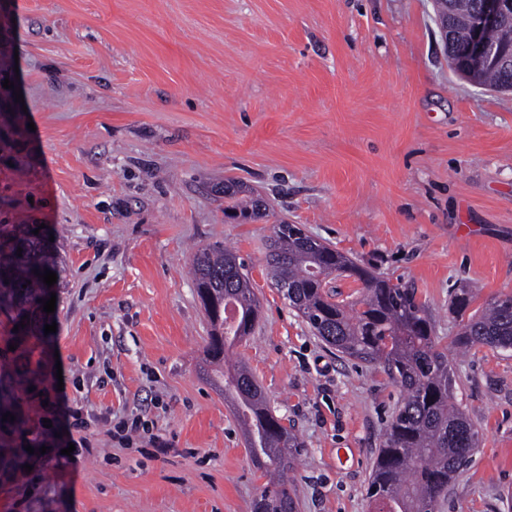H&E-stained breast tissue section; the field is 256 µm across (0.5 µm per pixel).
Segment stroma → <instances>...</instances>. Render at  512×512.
<instances>
[{
  "mask_svg": "<svg viewBox=\"0 0 512 512\" xmlns=\"http://www.w3.org/2000/svg\"><path fill=\"white\" fill-rule=\"evenodd\" d=\"M228 178L269 217L225 215ZM281 221L427 308L479 433L438 512H512V352L458 353L450 309L512 296V92L453 73L433 0H0V225H44L57 274L54 333L10 346L0 311V411L26 420H0V512H251L263 480L188 274L213 243L261 306L233 353L304 444L298 512H373L400 390L272 284ZM75 405L93 423L67 456Z\"/></svg>",
  "mask_w": 512,
  "mask_h": 512,
  "instance_id": "stroma-1",
  "label": "stroma"
}]
</instances>
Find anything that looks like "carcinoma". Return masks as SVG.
Masks as SVG:
<instances>
[{
    "instance_id": "1",
    "label": "carcinoma",
    "mask_w": 512,
    "mask_h": 512,
    "mask_svg": "<svg viewBox=\"0 0 512 512\" xmlns=\"http://www.w3.org/2000/svg\"><path fill=\"white\" fill-rule=\"evenodd\" d=\"M451 4L453 23L446 42L450 61L470 39L479 0ZM485 40L495 54L512 52V17L488 30ZM457 73L480 86L512 90V66L490 61ZM239 194L238 182L224 180L233 217L255 221L268 216L264 200ZM32 231L23 226L0 233V308H9L16 325L27 321L47 288L34 274L47 269L46 243ZM266 250L275 281L288 283L284 298L314 335L351 358L383 367L404 394L403 405L387 425L367 489L375 512H436L450 481L470 463L478 431L454 401L455 372L448 353L438 346L425 306L408 289L316 242L296 224L274 225ZM191 271L210 324L205 354L210 363L224 368L227 353L250 335L260 315L248 266L233 250L213 244L196 250ZM333 274L360 283V297L336 300L325 283ZM474 298L472 288H460L451 297V309L460 318L453 344L460 350L482 345L511 351L512 297L492 299L481 314L467 317ZM222 376L224 397L232 400L248 451L266 479L252 512H297L290 472L301 452L300 438L272 415L261 386L245 366L224 368Z\"/></svg>"
}]
</instances>
